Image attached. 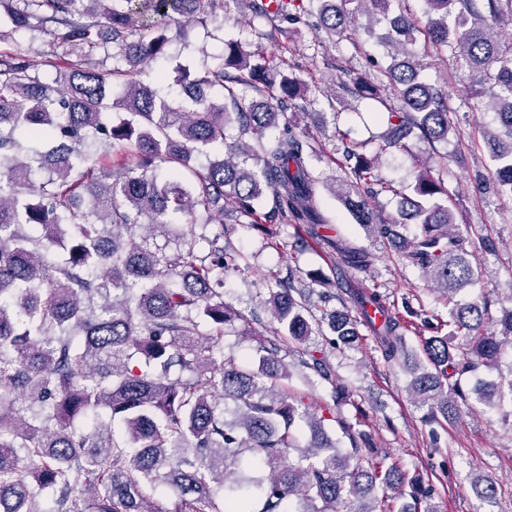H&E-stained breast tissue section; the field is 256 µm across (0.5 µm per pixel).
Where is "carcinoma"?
<instances>
[{
  "label": "carcinoma",
  "instance_id": "1",
  "mask_svg": "<svg viewBox=\"0 0 512 512\" xmlns=\"http://www.w3.org/2000/svg\"><path fill=\"white\" fill-rule=\"evenodd\" d=\"M347 1L393 32L385 82L347 88L380 103L388 90L399 98L383 115L387 145L407 148L415 128L432 143L448 139V102L420 76L422 34L437 50L455 48L476 84L497 87L496 125L484 136L492 183L512 194V46L495 34L512 0H424L423 31L391 14L393 0H0L10 33L39 20L52 40L81 52L102 46L128 65L79 62L43 83L23 49L0 53V512H44L37 495L46 490L51 512H439L432 488L369 450L367 435L337 414L347 391L307 342L317 332L332 348L353 347L365 328L385 362L413 361L411 396L445 418L466 399L461 377L512 348V308L489 331L491 300L454 303L474 269L439 202L448 195L433 175L441 163L416 161L414 197L400 211L421 226L410 241L370 206L379 178L356 144L344 150L347 181L330 191L442 290L449 331L436 327L414 358L377 289L316 270L324 290L305 293L276 277L263 300L272 338L261 339L252 369L224 356L227 327L259 322L224 302V274L241 259L224 247V214L258 231L291 224L299 250L312 241L340 267L372 265L371 253L319 232L326 220L300 115L331 94L238 39L224 41L212 67L177 66L174 91L130 78L168 57L172 40L189 47L193 26L232 5L286 37L306 12L334 41L353 22ZM249 91L276 106L242 108ZM123 152L135 164L117 169L111 154ZM336 297L351 308L330 314L324 330L316 303ZM282 342L298 345L297 366L329 385L328 398L309 406L275 388L290 377ZM474 392L496 406L494 384ZM326 421L349 447L329 438ZM405 485L411 501L396 511L391 492ZM473 485L484 500L497 495L491 481Z\"/></svg>",
  "mask_w": 512,
  "mask_h": 512
}]
</instances>
